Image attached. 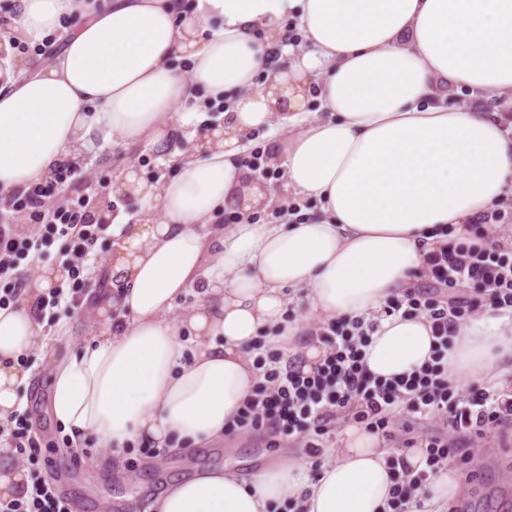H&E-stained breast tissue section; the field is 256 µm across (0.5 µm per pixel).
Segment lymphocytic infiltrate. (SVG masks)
I'll list each match as a JSON object with an SVG mask.
<instances>
[{"instance_id":"f902f5d3","label":"lymphocytic infiltrate","mask_w":512,"mask_h":512,"mask_svg":"<svg viewBox=\"0 0 512 512\" xmlns=\"http://www.w3.org/2000/svg\"><path fill=\"white\" fill-rule=\"evenodd\" d=\"M74 175L72 166L60 165L52 180L30 185L10 199L7 212H0V309L8 308L23 288L16 274L21 261L46 257L53 249L64 257L70 281L38 298L36 308L41 312L62 304L78 308L86 286L85 272L97 259V244L107 227L91 220L81 199L47 208L58 185ZM20 211L29 212L40 223L38 236L18 232L12 215ZM427 265L429 289H407L387 303L383 314L425 316L437 340L430 364L389 381L371 376L362 364V349L377 326L373 320L342 318L319 327L317 339L329 353L308 373L297 361H283L280 352L265 351L258 341L254 365L262 380L244 403L237 428L263 432L273 447L283 438H298L316 457L331 425L341 416L386 439L394 435L398 414L440 419L445 433L424 436L418 443L425 468L393 475L392 512L420 506L442 466L451 459L467 458V450L459 446L462 439L482 437L512 421V395L498 393L484 381L458 391L448 379L445 364L450 337L474 307L458 296L459 287L477 288L487 293L496 308L512 309V251L481 234L476 241L459 242L430 254ZM0 512H69V504L57 494L49 472L41 471L32 475L31 488L24 496L0 499Z\"/></svg>"}]
</instances>
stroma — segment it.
Here are the masks:
<instances>
[{"instance_id": "35a3bbf8", "label": "stroma", "mask_w": 512, "mask_h": 512, "mask_svg": "<svg viewBox=\"0 0 512 512\" xmlns=\"http://www.w3.org/2000/svg\"><path fill=\"white\" fill-rule=\"evenodd\" d=\"M135 165L150 180L171 177L173 168L169 158L160 156L144 146H128L111 134L97 136L93 147L81 152L73 161L80 179L66 185L65 199L88 197L90 184H108L126 165ZM101 262L88 276L90 291L79 310L62 307L45 311L42 341L45 351H31L28 369L32 371L29 388L25 392V406L36 421L33 429L43 455L53 461L63 485L62 491L72 503L73 512H146L148 504L160 493L164 480L191 474L197 467L229 466L243 478L251 476L273 456L304 458L305 453L293 441L270 448L257 434L235 431L225 435L223 443L209 448L189 449L182 445L169 446L148 454L134 447L125 454V474L115 477L109 461L110 454L87 440L81 445L80 456H73L69 441L61 426L48 410V400L42 395L48 377V356L64 357L70 345L80 344L92 336L98 320L96 309L108 286L107 260L112 254V239L104 237L100 248ZM67 321L71 333L70 345L55 344L59 321ZM472 458L468 464L474 479L458 478V502L466 512H489L482 507L488 488H512V424L497 428L493 433L470 442Z\"/></svg>"}]
</instances>
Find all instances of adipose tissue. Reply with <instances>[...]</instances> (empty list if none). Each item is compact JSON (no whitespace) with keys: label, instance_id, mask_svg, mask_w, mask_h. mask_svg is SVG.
I'll list each match as a JSON object with an SVG mask.
<instances>
[{"label":"adipose tissue","instance_id":"1","mask_svg":"<svg viewBox=\"0 0 512 512\" xmlns=\"http://www.w3.org/2000/svg\"><path fill=\"white\" fill-rule=\"evenodd\" d=\"M12 32L30 43L64 34L52 62L25 77L0 72V196L49 178L101 132L172 153L175 174L135 168L112 183L138 206L112 219L111 291L93 338L50 361L49 411L71 442L94 438L122 456L137 444L220 440L258 376L247 347L259 330L276 345L286 289L308 294L313 317L378 318L367 371L407 376L429 363L425 317L383 316L427 257L464 240L479 214L512 191V133L449 94L512 92V0H11ZM80 16L68 30L61 20ZM297 16L295 47L282 22ZM287 51L286 69L271 67ZM265 82H257L258 74ZM325 111L307 121L309 96ZM224 123L197 137L203 98ZM289 131L281 164L289 190L320 211L292 224L250 216L271 202L241 158L255 130ZM186 148L174 152L175 137ZM235 206L238 223L210 227ZM214 273L200 301L172 317L205 258ZM34 263L22 297L0 309V420L19 411L29 379L17 362L42 333L35 300L67 280ZM191 328L192 341L181 338ZM512 371V312L486 308L452 337L458 388ZM420 450L389 448L352 426L318 473L281 459L243 480L204 471L175 481L153 512H390L394 468H423Z\"/></svg>","mask_w":512,"mask_h":512}]
</instances>
